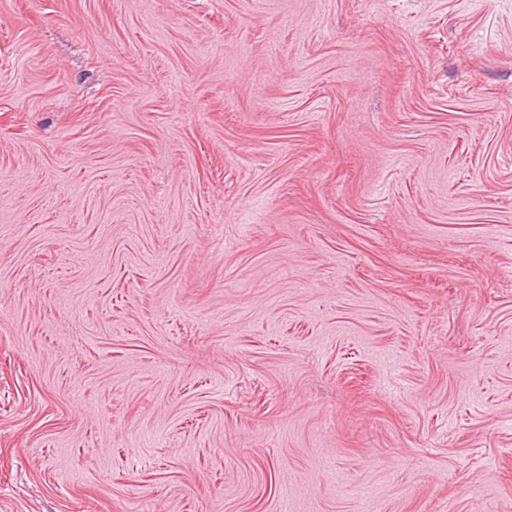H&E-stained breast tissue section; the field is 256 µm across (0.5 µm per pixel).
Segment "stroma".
Listing matches in <instances>:
<instances>
[{
    "mask_svg": "<svg viewBox=\"0 0 512 512\" xmlns=\"http://www.w3.org/2000/svg\"><path fill=\"white\" fill-rule=\"evenodd\" d=\"M0 512H512V0H0Z\"/></svg>",
    "mask_w": 512,
    "mask_h": 512,
    "instance_id": "stroma-1",
    "label": "stroma"
}]
</instances>
